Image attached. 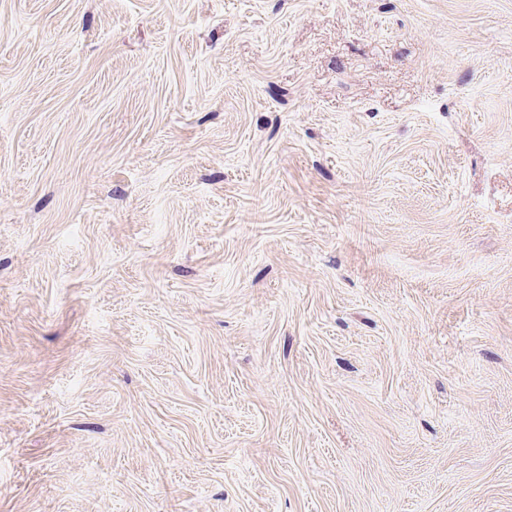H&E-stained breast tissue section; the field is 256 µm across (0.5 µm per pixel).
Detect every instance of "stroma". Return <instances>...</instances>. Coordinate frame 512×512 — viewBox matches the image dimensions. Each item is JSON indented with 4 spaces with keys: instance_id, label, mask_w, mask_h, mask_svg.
Segmentation results:
<instances>
[{
    "instance_id": "stroma-1",
    "label": "stroma",
    "mask_w": 512,
    "mask_h": 512,
    "mask_svg": "<svg viewBox=\"0 0 512 512\" xmlns=\"http://www.w3.org/2000/svg\"><path fill=\"white\" fill-rule=\"evenodd\" d=\"M0 512H512V0H0Z\"/></svg>"
}]
</instances>
